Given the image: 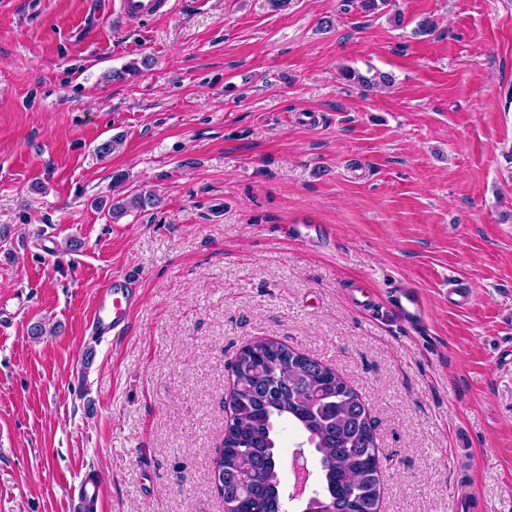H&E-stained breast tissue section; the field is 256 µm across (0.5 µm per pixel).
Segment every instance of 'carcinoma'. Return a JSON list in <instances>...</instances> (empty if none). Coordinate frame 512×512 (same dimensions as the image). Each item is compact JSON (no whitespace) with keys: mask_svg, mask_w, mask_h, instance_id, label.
I'll use <instances>...</instances> for the list:
<instances>
[{"mask_svg":"<svg viewBox=\"0 0 512 512\" xmlns=\"http://www.w3.org/2000/svg\"><path fill=\"white\" fill-rule=\"evenodd\" d=\"M342 75L372 89L388 85L384 73ZM157 205L151 193L112 202L117 219L130 207ZM230 421L218 466L224 512H285L281 491L277 423L306 437L319 469V487L301 512H378L379 448L369 410L329 366L271 338L243 347L232 366Z\"/></svg>","mask_w":512,"mask_h":512,"instance_id":"cac0c4a2","label":"carcinoma"}]
</instances>
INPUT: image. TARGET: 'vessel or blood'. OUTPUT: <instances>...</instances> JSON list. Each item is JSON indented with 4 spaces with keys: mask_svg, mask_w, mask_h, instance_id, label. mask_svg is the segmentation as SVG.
<instances>
[{
    "mask_svg": "<svg viewBox=\"0 0 512 512\" xmlns=\"http://www.w3.org/2000/svg\"><path fill=\"white\" fill-rule=\"evenodd\" d=\"M176 8L175 0H117L115 11L126 24H140L165 17ZM135 292L126 278L115 276L97 290L93 309L87 315L90 330L98 336L122 335L128 326ZM391 311L408 323L421 321L423 303L411 288H399L389 301Z\"/></svg>",
    "mask_w": 512,
    "mask_h": 512,
    "instance_id": "1",
    "label": "vessel or blood"
}]
</instances>
